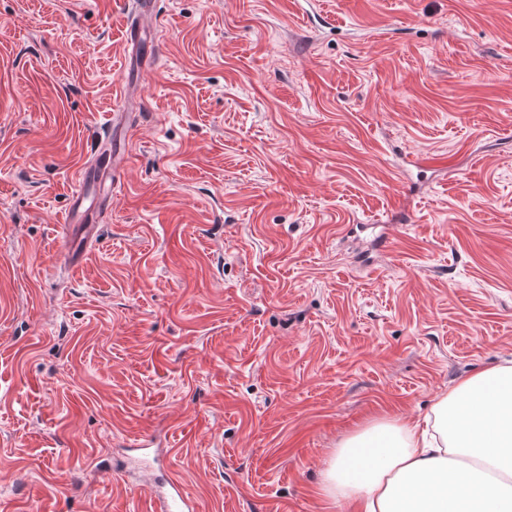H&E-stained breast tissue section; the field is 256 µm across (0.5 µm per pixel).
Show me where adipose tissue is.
Here are the masks:
<instances>
[{"mask_svg": "<svg viewBox=\"0 0 512 512\" xmlns=\"http://www.w3.org/2000/svg\"><path fill=\"white\" fill-rule=\"evenodd\" d=\"M432 412L429 430L381 419L343 439L321 496L357 512H512V367L440 392Z\"/></svg>", "mask_w": 512, "mask_h": 512, "instance_id": "ef3b65f1", "label": "adipose tissue"}]
</instances>
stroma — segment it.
<instances>
[{"mask_svg":"<svg viewBox=\"0 0 512 512\" xmlns=\"http://www.w3.org/2000/svg\"><path fill=\"white\" fill-rule=\"evenodd\" d=\"M150 12L147 66L118 0H0V512H144L168 477L198 512H352L319 493L343 437L512 365V0ZM121 114H112L106 146L97 150L77 173L71 204L62 218L66 267H79L89 248L97 243L102 218L112 205V193L130 161L125 144L128 128L118 120Z\"/></svg>","mask_w":512,"mask_h":512,"instance_id":"35a3bbf8","label":"stroma"}]
</instances>
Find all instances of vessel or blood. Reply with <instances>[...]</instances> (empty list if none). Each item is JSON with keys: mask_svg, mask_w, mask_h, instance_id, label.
<instances>
[{"mask_svg": "<svg viewBox=\"0 0 512 512\" xmlns=\"http://www.w3.org/2000/svg\"><path fill=\"white\" fill-rule=\"evenodd\" d=\"M149 22L143 0H136L135 15L128 18L123 35L125 51L138 52L144 44ZM127 127L120 120L109 126L107 144L97 150L92 160L84 163L77 173V185L71 204L62 218L67 267L82 264L89 248L100 236V224L112 205V194L130 156L126 149Z\"/></svg>", "mask_w": 512, "mask_h": 512, "instance_id": "vessel-or-blood-1", "label": "vessel or blood"}]
</instances>
